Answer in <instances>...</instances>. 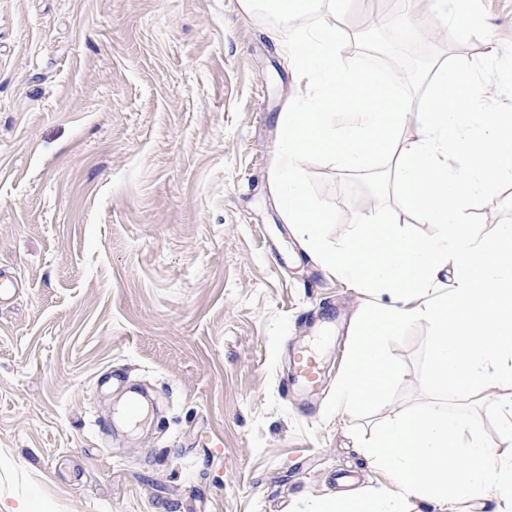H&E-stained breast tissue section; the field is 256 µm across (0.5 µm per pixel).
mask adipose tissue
<instances>
[{
	"instance_id": "1",
	"label": "adipose tissue",
	"mask_w": 512,
	"mask_h": 512,
	"mask_svg": "<svg viewBox=\"0 0 512 512\" xmlns=\"http://www.w3.org/2000/svg\"><path fill=\"white\" fill-rule=\"evenodd\" d=\"M499 442L488 445L468 420L436 405L402 409L365 443L364 455L386 485L322 501L319 512H407L420 502L454 512L459 500H495L512 512V397L495 407Z\"/></svg>"
}]
</instances>
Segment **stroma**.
<instances>
[{"label":"stroma","mask_w":512,"mask_h":512,"mask_svg":"<svg viewBox=\"0 0 512 512\" xmlns=\"http://www.w3.org/2000/svg\"><path fill=\"white\" fill-rule=\"evenodd\" d=\"M428 42L512 41V0H410ZM239 0H0V512H317L386 484L361 448L418 399L324 406L368 294L302 247L274 193L305 92ZM318 341L321 379L292 382ZM144 389L139 431L125 397Z\"/></svg>","instance_id":"35a3bbf8"}]
</instances>
